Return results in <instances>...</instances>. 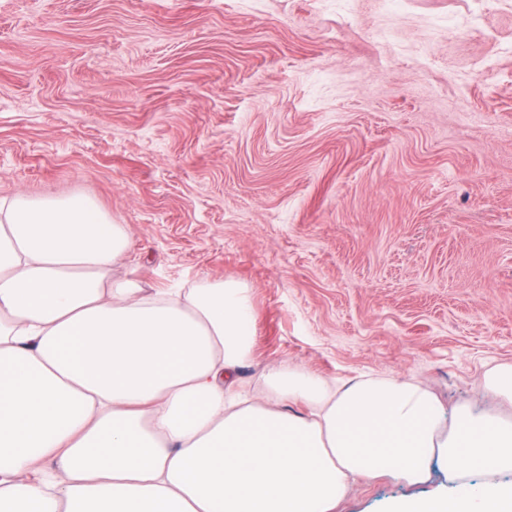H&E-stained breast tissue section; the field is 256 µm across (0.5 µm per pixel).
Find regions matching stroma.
<instances>
[{
    "mask_svg": "<svg viewBox=\"0 0 512 512\" xmlns=\"http://www.w3.org/2000/svg\"><path fill=\"white\" fill-rule=\"evenodd\" d=\"M19 193L95 199L129 233L114 276L143 288L247 284V383L381 372L492 409L481 373L512 362V0H0V198ZM454 486L434 461L336 512Z\"/></svg>",
    "mask_w": 512,
    "mask_h": 512,
    "instance_id": "1",
    "label": "stroma"
}]
</instances>
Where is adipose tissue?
Instances as JSON below:
<instances>
[{"label": "adipose tissue", "instance_id": "adipose-tissue-1", "mask_svg": "<svg viewBox=\"0 0 512 512\" xmlns=\"http://www.w3.org/2000/svg\"><path fill=\"white\" fill-rule=\"evenodd\" d=\"M128 249L90 197L0 199V512H334L351 484L421 483L435 458L456 491L389 512H512L493 479L512 417L462 406L449 424L418 381L289 365L245 390L248 286L147 294L112 275Z\"/></svg>", "mask_w": 512, "mask_h": 512}]
</instances>
